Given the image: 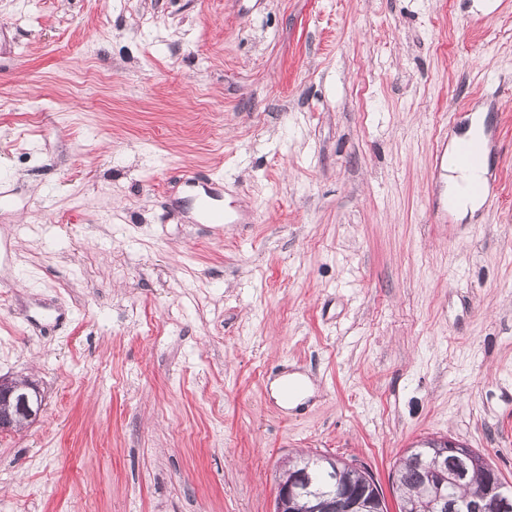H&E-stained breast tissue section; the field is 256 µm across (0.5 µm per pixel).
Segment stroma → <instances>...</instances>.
Returning <instances> with one entry per match:
<instances>
[{
    "label": "stroma",
    "instance_id": "stroma-1",
    "mask_svg": "<svg viewBox=\"0 0 512 512\" xmlns=\"http://www.w3.org/2000/svg\"><path fill=\"white\" fill-rule=\"evenodd\" d=\"M2 192L0 512H274L301 455L391 502L434 438L512 484V0H0ZM488 149L489 143L484 140H462L456 146L455 161L465 169H481L485 165ZM469 177L468 173L454 168L448 167V194L452 195L444 200L442 209L443 213L450 212L457 203V212L461 217L467 215L468 212H474L481 206V202L476 198L468 197L462 194L461 184ZM456 196L457 199L454 197ZM0 406H10L12 413L0 415V432L17 427L15 416L34 421L42 410L41 392L37 384L0 377Z\"/></svg>",
    "mask_w": 512,
    "mask_h": 512
}]
</instances>
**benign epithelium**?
Listing matches in <instances>:
<instances>
[{
    "label": "benign epithelium",
    "instance_id": "benign-epithelium-1",
    "mask_svg": "<svg viewBox=\"0 0 512 512\" xmlns=\"http://www.w3.org/2000/svg\"><path fill=\"white\" fill-rule=\"evenodd\" d=\"M0 406H9L13 412L0 415V432L16 428L14 417L34 421L42 410L41 392L37 384L0 377ZM424 489L435 494V503L441 512H458L457 502L442 495L445 483L479 481L483 494L464 505L465 512H512V491L499 474L483 467L477 461L475 450L451 440L436 442L429 461L414 460ZM308 477L304 472L279 484L276 512H363L368 492L345 487L340 483L329 492L330 498L315 503L307 492Z\"/></svg>",
    "mask_w": 512,
    "mask_h": 512
}]
</instances>
